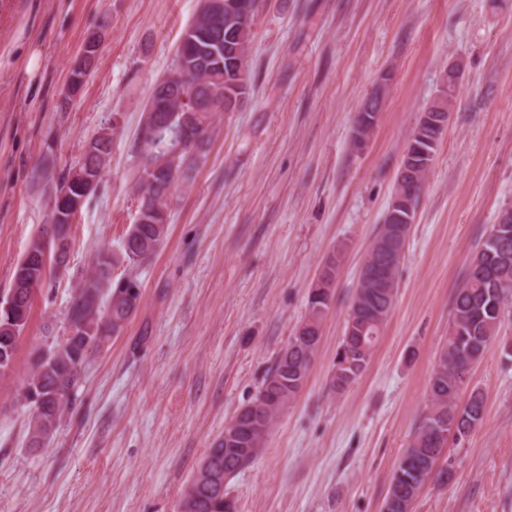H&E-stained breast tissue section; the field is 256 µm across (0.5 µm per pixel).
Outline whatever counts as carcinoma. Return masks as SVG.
Returning a JSON list of instances; mask_svg holds the SVG:
<instances>
[{
	"label": "carcinoma",
	"mask_w": 512,
	"mask_h": 512,
	"mask_svg": "<svg viewBox=\"0 0 512 512\" xmlns=\"http://www.w3.org/2000/svg\"><path fill=\"white\" fill-rule=\"evenodd\" d=\"M201 34L188 25L183 40L177 48L173 68L189 71L180 86L186 94L195 81L194 73L202 72L209 79L213 92L224 96V79L239 77L240 94L246 95L252 87L246 66V57L230 63L224 56V24ZM183 112H158L153 124L140 129V143L147 153V162L159 169L154 188L149 182L148 168L139 171L135 191L139 206L149 215L148 222L130 226L123 241L122 257L108 252L92 259L89 269L79 282L68 306L67 322L85 327L93 334L84 345L63 344L56 337L48 346V355H39L26 387L44 397L43 410L33 414L29 425L30 447H43L56 433L62 416L74 405L76 376L81 374L91 355L105 346L117 331L121 330L139 309L137 296L130 294L133 288L141 289V282L132 274L119 280L110 276V270L123 262L132 268L149 261L165 245L170 231V204L179 181L185 179L196 158L203 152L208 139L196 144L179 145L180 121ZM179 164L170 166V156L176 148ZM73 171L59 179L51 191L52 205L59 196L75 193L71 181ZM153 192L151 199L145 194ZM389 225H381L370 243L366 258L371 265L385 267L387 287L374 288L368 280L361 279L355 288L353 299L360 308L381 315L372 323L364 336H343L336 349L333 369L329 378L330 391L340 393L357 382L367 370L379 337L393 309L399 283L401 261L392 259L393 244L387 241ZM39 237L29 242L19 264L25 265L26 274L36 277L33 288L52 284L54 272H45L35 253ZM336 273L322 272L310 285L307 296V312L304 321L312 326L305 339L299 342L288 360L275 359L263 379L254 401L260 403L266 428L256 431L249 438V447L263 450L270 429L279 414L288 408L305 386L310 368L321 339V326L334 306L332 286ZM34 292L25 287L15 290L14 315L0 316V379L13 374L18 339L28 323ZM106 306H101L102 302ZM512 301V223L491 225L488 236L471 256L464 280L456 289L452 316L448 321V338L441 348L439 363L428 382V404L421 425L405 449L384 501L388 512H410V506L420 487L432 471L425 470L437 459L448 443V437L459 439L482 424L484 398L473 390L468 398L460 400L463 385L471 367L481 360L487 346L498 336L504 320L506 305ZM207 457L217 474V480L203 484L190 482L181 496L184 512H224V475H235L242 470L240 454L224 449V442L209 448Z\"/></svg>",
	"instance_id": "carcinoma-1"
}]
</instances>
